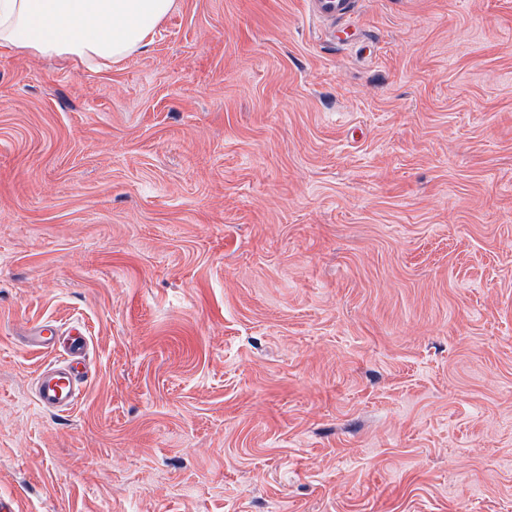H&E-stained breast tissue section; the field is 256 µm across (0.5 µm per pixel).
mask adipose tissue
Masks as SVG:
<instances>
[{
    "label": "adipose tissue",
    "mask_w": 512,
    "mask_h": 512,
    "mask_svg": "<svg viewBox=\"0 0 512 512\" xmlns=\"http://www.w3.org/2000/svg\"><path fill=\"white\" fill-rule=\"evenodd\" d=\"M176 0H0V51H30L74 65L138 54Z\"/></svg>",
    "instance_id": "1"
}]
</instances>
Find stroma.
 <instances>
[{
    "label": "stroma",
    "mask_w": 512,
    "mask_h": 512,
    "mask_svg": "<svg viewBox=\"0 0 512 512\" xmlns=\"http://www.w3.org/2000/svg\"><path fill=\"white\" fill-rule=\"evenodd\" d=\"M81 325L76 407L36 403ZM512 512V0H177L0 54V498ZM315 13L323 20L344 18L353 12L355 0H312ZM24 338L28 346L49 351H55L62 340L55 326L41 323L29 327Z\"/></svg>",
    "instance_id": "stroma-1"
}]
</instances>
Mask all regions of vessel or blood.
Here are the masks:
<instances>
[{
  "instance_id": "vessel-or-blood-1",
  "label": "vessel or blood",
  "mask_w": 512,
  "mask_h": 512,
  "mask_svg": "<svg viewBox=\"0 0 512 512\" xmlns=\"http://www.w3.org/2000/svg\"><path fill=\"white\" fill-rule=\"evenodd\" d=\"M315 13L325 20H336L350 15L355 0H312ZM28 346L56 350L64 346L67 359L63 364L41 370L36 378V402L45 410L66 412L72 410L85 377L86 338L80 327H71L67 336H60L55 326L36 324L25 333Z\"/></svg>"
}]
</instances>
